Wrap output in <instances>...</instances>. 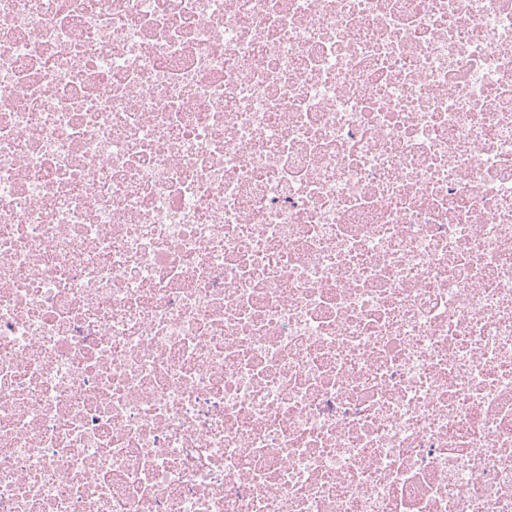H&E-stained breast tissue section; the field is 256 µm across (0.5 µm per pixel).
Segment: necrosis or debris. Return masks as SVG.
Here are the masks:
<instances>
[{
	"label": "necrosis or debris",
	"mask_w": 512,
	"mask_h": 512,
	"mask_svg": "<svg viewBox=\"0 0 512 512\" xmlns=\"http://www.w3.org/2000/svg\"><path fill=\"white\" fill-rule=\"evenodd\" d=\"M0 512H512V0H0Z\"/></svg>",
	"instance_id": "obj_1"
}]
</instances>
